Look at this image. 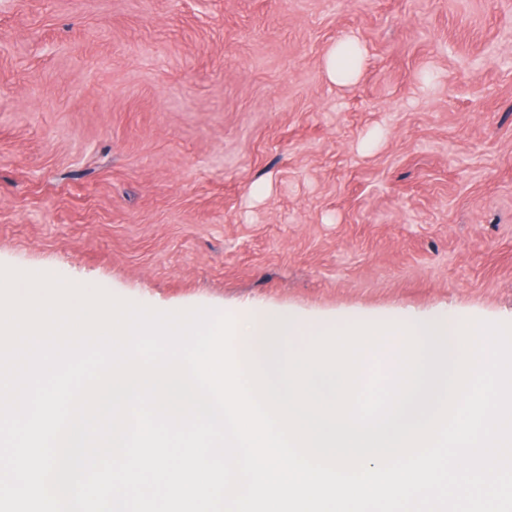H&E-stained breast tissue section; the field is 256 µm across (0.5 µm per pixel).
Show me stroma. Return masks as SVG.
<instances>
[{
	"mask_svg": "<svg viewBox=\"0 0 512 512\" xmlns=\"http://www.w3.org/2000/svg\"><path fill=\"white\" fill-rule=\"evenodd\" d=\"M0 265L512 323V0H0ZM344 44H355L358 47V51H359L357 64L354 66V61H353L350 69L345 73L343 71H341L337 65V58H338L337 53H338V50L341 47H343ZM340 53L342 55H350L353 53V49L349 46H344L340 50ZM363 60H364L363 52H362L357 40L354 38H350L347 41L338 43L335 46H333L331 49H329V51L327 52L326 57H325V67H326L327 74L331 80L336 81V84H338V85H346V84L350 83L351 81H353L357 77V75L359 74V71L362 67Z\"/></svg>",
	"mask_w": 512,
	"mask_h": 512,
	"instance_id": "35a3bbf8",
	"label": "stroma"
}]
</instances>
